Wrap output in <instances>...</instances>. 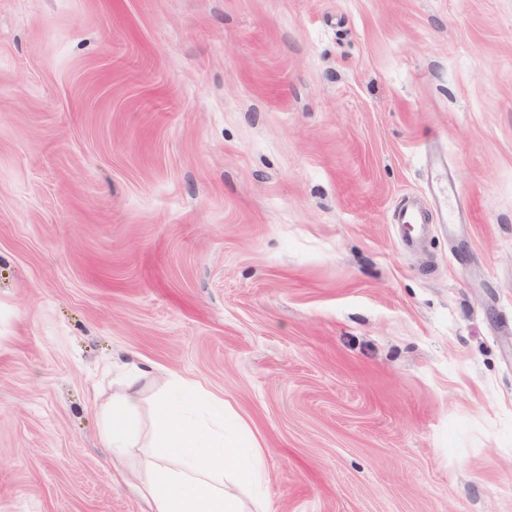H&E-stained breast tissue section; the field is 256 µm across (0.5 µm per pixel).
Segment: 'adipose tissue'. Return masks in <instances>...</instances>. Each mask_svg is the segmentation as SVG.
Instances as JSON below:
<instances>
[{
    "label": "adipose tissue",
    "instance_id": "1",
    "mask_svg": "<svg viewBox=\"0 0 512 512\" xmlns=\"http://www.w3.org/2000/svg\"><path fill=\"white\" fill-rule=\"evenodd\" d=\"M139 370L112 403L102 445L114 459L130 461L132 485L151 512H265L268 500L261 439L223 399L193 381L173 379L156 413L147 443L128 419L142 404Z\"/></svg>",
    "mask_w": 512,
    "mask_h": 512
}]
</instances>
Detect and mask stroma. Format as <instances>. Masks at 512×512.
<instances>
[{
	"label": "stroma",
	"mask_w": 512,
	"mask_h": 512,
	"mask_svg": "<svg viewBox=\"0 0 512 512\" xmlns=\"http://www.w3.org/2000/svg\"><path fill=\"white\" fill-rule=\"evenodd\" d=\"M139 368L271 512H512V0H0V512H148Z\"/></svg>",
	"instance_id": "1"
}]
</instances>
